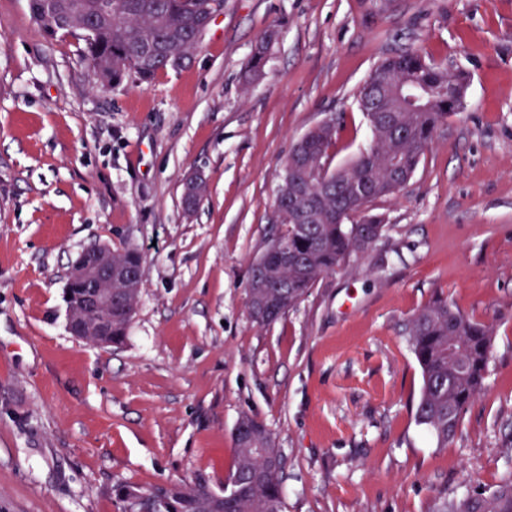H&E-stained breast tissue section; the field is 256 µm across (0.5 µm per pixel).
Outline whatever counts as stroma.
Returning <instances> with one entry per match:
<instances>
[{
	"mask_svg": "<svg viewBox=\"0 0 512 512\" xmlns=\"http://www.w3.org/2000/svg\"><path fill=\"white\" fill-rule=\"evenodd\" d=\"M82 49L0 0V512H119L117 483L221 492L244 414L283 451L286 512H427L512 476V0H224L190 62L148 83L100 86ZM406 50L469 75L463 109L372 203L382 238L256 324L281 162L335 114L336 164L363 150L357 95ZM104 244L145 255L118 347L67 327L68 272ZM439 297L495 327L445 448L414 420L406 341Z\"/></svg>",
	"mask_w": 512,
	"mask_h": 512,
	"instance_id": "obj_1",
	"label": "stroma"
}]
</instances>
